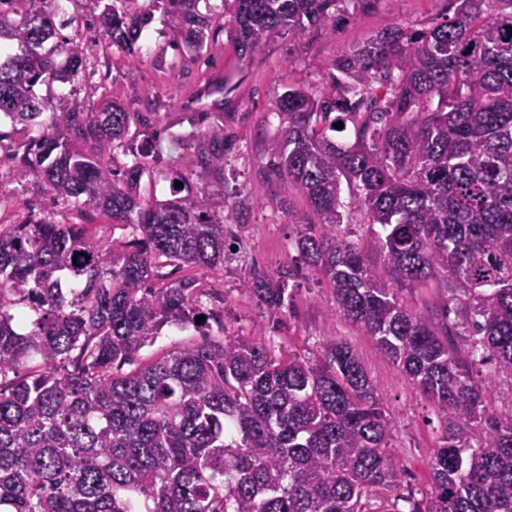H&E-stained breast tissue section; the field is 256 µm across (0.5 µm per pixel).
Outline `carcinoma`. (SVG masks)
Here are the masks:
<instances>
[{
    "mask_svg": "<svg viewBox=\"0 0 512 512\" xmlns=\"http://www.w3.org/2000/svg\"><path fill=\"white\" fill-rule=\"evenodd\" d=\"M52 2L0 0V122L34 132L8 159L21 192L37 182L131 239L32 212L0 219V512H370L403 469L358 352L328 339L311 363L212 336L224 307L202 305L195 277L167 283L162 269H224V216L202 205L224 180V139L201 135L174 198L142 200L159 150L156 135L131 132L139 113L114 101L58 112L36 95L87 68ZM80 2L89 27L129 54L155 8L194 52L207 48L200 0ZM344 2L232 0L236 47L253 55L280 31L333 26ZM446 2L442 22H386L336 57L331 92L287 86L273 168L322 218L316 231L283 208L299 260L444 413L430 492L406 499L409 512H512V415L489 409L484 373L512 378V0ZM338 122L352 124L349 141H336ZM119 152L133 156L120 174ZM348 202L378 225L371 246L397 283L446 278L435 311L404 307L340 237ZM290 276L258 275L250 290L277 311ZM171 326L201 339L141 361Z\"/></svg>",
    "mask_w": 512,
    "mask_h": 512,
    "instance_id": "1",
    "label": "carcinoma"
}]
</instances>
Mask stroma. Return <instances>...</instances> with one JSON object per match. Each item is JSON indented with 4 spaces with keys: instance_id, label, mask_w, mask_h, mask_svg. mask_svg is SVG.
Returning <instances> with one entry per match:
<instances>
[{
    "instance_id": "35a3bbf8",
    "label": "stroma",
    "mask_w": 512,
    "mask_h": 512,
    "mask_svg": "<svg viewBox=\"0 0 512 512\" xmlns=\"http://www.w3.org/2000/svg\"><path fill=\"white\" fill-rule=\"evenodd\" d=\"M445 8V0H372L367 7L360 0H348L336 15L334 29L309 27L295 38L282 34L271 38L262 53L244 56L233 40L235 22L228 5L214 11V37L199 57L188 50L183 32L170 25L158 9L147 36L131 54L111 48L106 37L86 26L63 29V36L86 45L88 68L78 80L36 89L61 111L77 104L96 108L109 99L127 104L139 97L149 98L148 123L137 128V135L172 131L181 135L182 142L177 147L162 142L159 159L152 162L140 184L141 196L148 199L168 198L172 170L187 171L201 132L219 127L230 161L223 182L207 191L205 206L217 214L228 213L224 233L231 253L223 271L202 270L198 278L202 290L214 288L224 297L225 334L251 336L275 355L291 353L309 361L321 358L327 339L353 345L395 420L390 451L407 470L399 493L417 498L429 489L442 413L415 393L362 327L336 314V298L328 279L296 262L270 162L279 135L288 125L287 113L276 106L285 85L327 92L331 62L368 39L385 21L419 27L431 24ZM217 78L224 81L223 95H204V88ZM202 112L208 115L203 122L198 119ZM16 186L10 163L0 158L1 218L19 221L35 208L59 220L97 223L99 236L110 242L119 243L130 236L124 225L100 223L94 211L81 215L70 205L52 203L37 185H30L24 195L16 194ZM246 197L252 199V206L236 210V202ZM342 214L345 239L363 246L378 278L393 282L382 255L369 245L372 226L363 208L351 205ZM282 267L293 272L288 281L290 297L283 308L271 311L250 294L249 286L253 273Z\"/></svg>"
}]
</instances>
